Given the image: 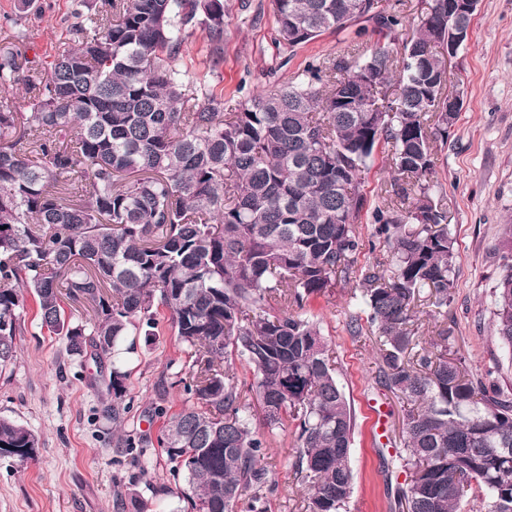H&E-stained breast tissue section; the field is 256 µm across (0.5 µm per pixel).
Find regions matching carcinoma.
<instances>
[{"mask_svg":"<svg viewBox=\"0 0 512 512\" xmlns=\"http://www.w3.org/2000/svg\"><path fill=\"white\" fill-rule=\"evenodd\" d=\"M433 0L414 36L395 52L401 19L378 0H271L275 43L287 49L327 31L367 22L387 42L360 61L308 67L294 85L224 111V102L185 93L177 69L186 29L201 23L218 54L224 0H108L86 18L78 43H62L30 109L0 98V370L17 356L21 306L31 295L42 326L80 357L111 359L108 392L114 451L139 474L148 449L162 448L182 480L185 512H269L274 491L260 412L268 432L297 420L294 467L304 475L305 512H342L354 486L355 411L336 362L304 299L354 273L364 246L357 229L369 206L359 173L380 141L390 146L396 200L373 209L369 245L378 262L360 273V312L351 335L375 330L378 384L410 404L404 452L385 472L406 512H458L472 494L484 512H512V402L448 356L443 330L425 346L412 329L414 300L431 291L448 306L453 244L444 213L430 204L434 143L457 114L439 100L448 80V19ZM19 66L0 57V90ZM74 176L81 192L51 179ZM92 306L67 315L63 299ZM192 362L160 377L153 410L182 386L187 404L157 438L126 429L133 410L121 357L129 336L152 341L156 312ZM495 335L512 347V267L495 288ZM255 381L238 382L235 359ZM39 440L0 417V459L23 466Z\"/></svg>","mask_w":512,"mask_h":512,"instance_id":"cac0c4a2","label":"carcinoma"}]
</instances>
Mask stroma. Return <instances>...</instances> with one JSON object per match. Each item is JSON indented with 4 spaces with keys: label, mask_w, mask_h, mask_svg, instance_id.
Instances as JSON below:
<instances>
[{
    "label": "stroma",
    "mask_w": 512,
    "mask_h": 512,
    "mask_svg": "<svg viewBox=\"0 0 512 512\" xmlns=\"http://www.w3.org/2000/svg\"><path fill=\"white\" fill-rule=\"evenodd\" d=\"M18 0H0V49L18 54L21 78L9 98L14 111H27L33 97L25 83L32 72L46 69L62 36L79 20L73 0H31L25 18H18ZM225 31L220 53L202 27L186 32L177 59L191 80L190 91L206 93L233 104L259 92L297 82L308 64L359 58L370 53L380 36L355 29L327 32L286 50L276 47L271 0H224ZM218 65H211L212 55ZM450 93L461 95L463 108L438 151L437 174L430 198L446 214L454 241V263L444 316L434 318L430 292L415 300V329L421 340L447 329L452 336L450 357L464 361L470 373L490 375L506 399L512 400V349L493 331L495 286L504 260L499 242L512 224V0H479L471 38L448 66ZM388 149L379 146L362 174L370 205L387 198L393 179ZM358 278L336 281L311 295L309 315L318 320L339 368L338 379L356 414L351 447L355 482L348 512H399L386 485H404L406 473L384 478L382 455L403 445L398 395L378 385L380 366L376 333L350 335L346 322L358 312ZM17 357L0 374V416L16 419L39 438L37 456L27 465L0 460V512H131L118 504L116 490L136 483L150 512H179L177 495L157 493L137 481V468L116 456L112 424L101 416L110 397L96 361L69 351L65 337L42 327L33 298H26ZM185 363L188 355L160 325L150 343H138L130 355L131 395L135 409L155 400V385L166 374L169 360ZM388 408L384 436L370 433L368 401ZM268 454L276 490L270 512H304L305 485L296 473L294 421L268 435Z\"/></svg>",
    "instance_id": "stroma-1"
}]
</instances>
